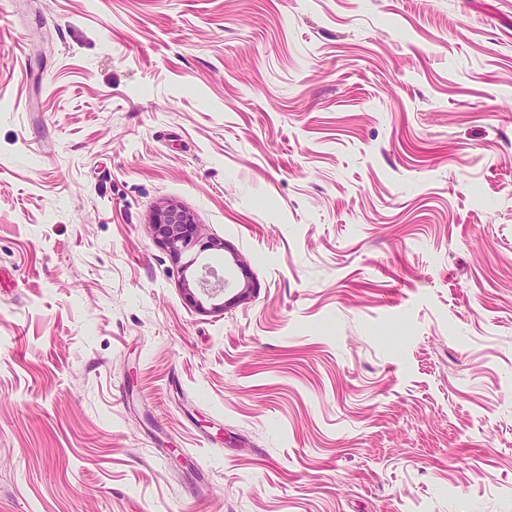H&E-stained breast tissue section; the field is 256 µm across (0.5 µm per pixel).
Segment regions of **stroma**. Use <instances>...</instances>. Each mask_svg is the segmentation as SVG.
Instances as JSON below:
<instances>
[{
  "mask_svg": "<svg viewBox=\"0 0 512 512\" xmlns=\"http://www.w3.org/2000/svg\"><path fill=\"white\" fill-rule=\"evenodd\" d=\"M0 512H512V0H0ZM152 224L160 241L176 258L196 247L197 252H203L221 245L214 240L203 241L198 236L193 217L173 204L160 207L153 216Z\"/></svg>",
  "mask_w": 512,
  "mask_h": 512,
  "instance_id": "stroma-1",
  "label": "stroma"
}]
</instances>
